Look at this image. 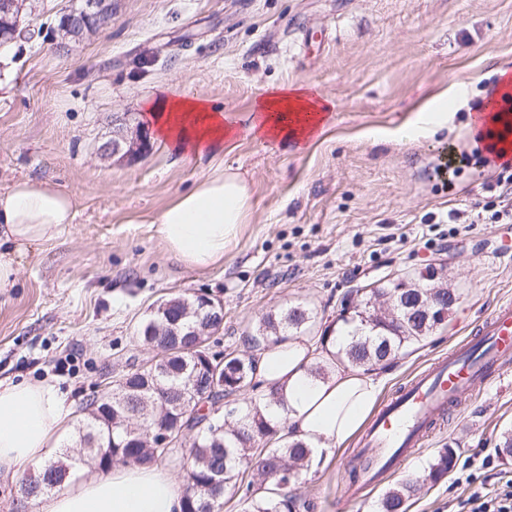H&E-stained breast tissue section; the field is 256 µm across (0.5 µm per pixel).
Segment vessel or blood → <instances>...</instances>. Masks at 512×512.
Segmentation results:
<instances>
[{"mask_svg": "<svg viewBox=\"0 0 512 512\" xmlns=\"http://www.w3.org/2000/svg\"><path fill=\"white\" fill-rule=\"evenodd\" d=\"M512 364V300L499 304L480 325L476 338L455 346L410 378L373 418L362 437L361 457L347 460L349 478L340 495L360 503L390 469H401L428 439L450 406L500 379Z\"/></svg>", "mask_w": 512, "mask_h": 512, "instance_id": "obj_1", "label": "vessel or blood"}]
</instances>
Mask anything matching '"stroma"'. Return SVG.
I'll return each instance as SVG.
<instances>
[{
	"mask_svg": "<svg viewBox=\"0 0 512 512\" xmlns=\"http://www.w3.org/2000/svg\"><path fill=\"white\" fill-rule=\"evenodd\" d=\"M79 0H39L22 14L21 39L0 48V192L15 180L53 183L78 201L67 234L25 257L0 295V379L56 384L71 409L72 444L88 399L154 352L136 333L153 307L206 293L224 302L218 350L251 354L267 313L302 305L311 335L343 330L344 303L360 304L388 280L450 288L458 301L423 341L378 367L380 402L466 338L512 297V255L495 252L512 231L487 223L498 174L475 165L469 117L512 71V0H114L111 25L72 50L55 28ZM277 84L311 87L336 110L319 139L283 151L246 135L245 116ZM175 87L204 96L240 129L224 166L242 173L253 209L239 242L207 271L171 257L152 220L190 189L210 157L184 159L152 139L134 157L102 160L115 124H146ZM432 137L400 140L422 113ZM459 223L448 221L449 212ZM512 430V365L464 405L450 407L428 446L363 503L338 510L342 454L303 473L292 493L302 512H377L411 482L408 512H462L472 492L512 476L498 447ZM450 448L456 465L434 482L428 466Z\"/></svg>",
	"mask_w": 512,
	"mask_h": 512,
	"instance_id": "stroma-1",
	"label": "stroma"
}]
</instances>
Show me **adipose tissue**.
<instances>
[{
	"mask_svg": "<svg viewBox=\"0 0 512 512\" xmlns=\"http://www.w3.org/2000/svg\"><path fill=\"white\" fill-rule=\"evenodd\" d=\"M334 103L302 85L272 88L246 118L253 137L281 147L300 145L322 131ZM159 137L184 158L216 156L236 136L221 108L202 96L174 92L151 109ZM78 202L54 184L29 178L0 193V294L15 286L31 249L55 241L73 224ZM252 209L249 182L216 165L153 219L168 253L206 270L223 262ZM339 337H291L258 352L261 393L276 391L279 406L265 410L272 427L314 454L331 456L361 428L381 392L374 374L334 361ZM70 415L55 384L0 381V477L16 479L54 448ZM183 484L155 467L117 465L108 474L40 496L38 512H181Z\"/></svg>",
	"mask_w": 512,
	"mask_h": 512,
	"instance_id": "obj_1",
	"label": "adipose tissue"
}]
</instances>
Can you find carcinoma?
I'll list each match as a JSON object with an SVG mask.
<instances>
[{
    "label": "carcinoma",
    "instance_id": "cac0c4a2",
    "mask_svg": "<svg viewBox=\"0 0 512 512\" xmlns=\"http://www.w3.org/2000/svg\"><path fill=\"white\" fill-rule=\"evenodd\" d=\"M426 285L414 281H390L370 292L369 299L388 295L399 300L397 309L390 313L365 305L354 311L343 322L349 325L347 343L340 346L339 354L351 365L368 369L393 359L408 344L419 341L439 325V310L424 306L427 301ZM168 315L153 314L138 328V340L148 346L169 341L170 353H161L168 375L151 377L136 369L128 372L126 383L114 384L102 403L90 399L87 416L77 430V443H89L87 456L70 457V462H50L38 475L26 480L30 496L37 497L64 485L71 471L90 460L96 465L130 464L159 466L169 461L172 448H129L130 438L125 421L138 408L157 406L145 425L153 429L172 423L179 415L174 407L159 397L162 390L185 391L193 386V370L187 367L189 348L195 337L188 335L206 319L207 310L200 307L196 297H175L168 300ZM313 316L299 306L288 307L266 314L249 343L254 348L276 344L286 336L303 334L311 325ZM258 360L252 355H224V389L242 393L244 398L231 410L236 416V427L218 434L212 433L205 416L195 418L198 428L187 440L189 448L180 457L184 471L186 493L183 512H221L224 496L231 491L240 495L241 512H297L300 508L290 495L288 485L295 482L301 471L312 467V451L299 442H288V437L277 436L265 420L257 401L247 397L256 389L254 374ZM265 441V448L254 451V445ZM454 451L444 449L429 464L428 477L437 482L448 475L453 466ZM251 468L261 480L276 482L278 491L272 496H260L253 484L237 485L242 468ZM416 492V486L406 483L386 492L379 512H407V502Z\"/></svg>",
    "mask_w": 512,
    "mask_h": 512
}]
</instances>
